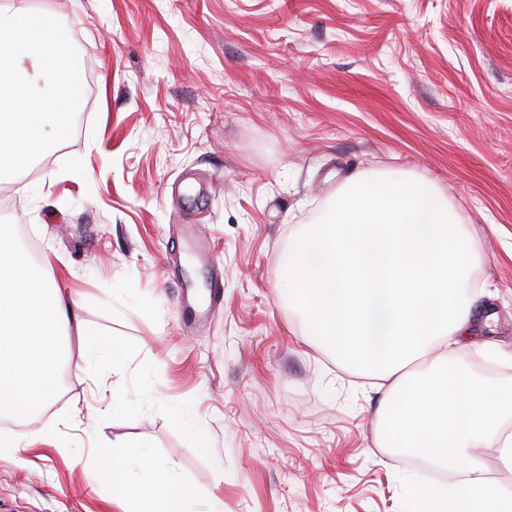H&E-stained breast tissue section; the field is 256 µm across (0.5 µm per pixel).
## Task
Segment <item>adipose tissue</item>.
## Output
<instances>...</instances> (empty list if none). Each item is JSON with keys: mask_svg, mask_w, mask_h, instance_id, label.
<instances>
[{"mask_svg": "<svg viewBox=\"0 0 512 512\" xmlns=\"http://www.w3.org/2000/svg\"><path fill=\"white\" fill-rule=\"evenodd\" d=\"M480 261L464 224L429 181L355 175L331 220L288 248L278 286L299 311L304 342L371 364L388 387L379 446L411 448L466 471L451 486L418 488L428 512H512L479 479L486 445L512 467V386L488 384L448 360V346L472 336ZM82 295L64 292L31 267L9 225H0V414L27 421L58 393L67 334L86 362L122 365V344L94 336L80 317ZM107 477L122 512H190L191 488L152 461L142 444L110 450Z\"/></svg>", "mask_w": 512, "mask_h": 512, "instance_id": "ef3b65f1", "label": "adipose tissue"}]
</instances>
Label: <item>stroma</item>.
<instances>
[{"label":"stroma","mask_w":512,"mask_h":512,"mask_svg":"<svg viewBox=\"0 0 512 512\" xmlns=\"http://www.w3.org/2000/svg\"><path fill=\"white\" fill-rule=\"evenodd\" d=\"M1 5L60 20L93 91L68 141L0 179V224L129 364H67L43 411L0 418L56 438L0 455V512H121L115 442L146 443L192 512H415L411 477L448 470L377 447L378 379L302 343L277 273L352 172L430 180L479 247L497 347L448 353L512 384V0Z\"/></svg>","instance_id":"obj_1"}]
</instances>
